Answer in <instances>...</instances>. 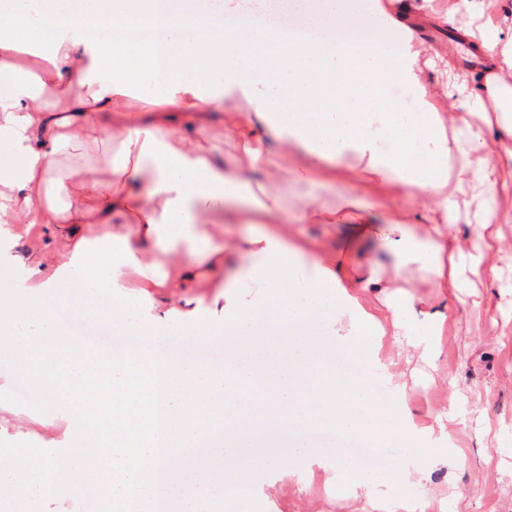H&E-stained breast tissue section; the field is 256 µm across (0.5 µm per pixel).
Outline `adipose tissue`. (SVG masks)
I'll use <instances>...</instances> for the list:
<instances>
[{
  "label": "adipose tissue",
  "instance_id": "obj_1",
  "mask_svg": "<svg viewBox=\"0 0 512 512\" xmlns=\"http://www.w3.org/2000/svg\"><path fill=\"white\" fill-rule=\"evenodd\" d=\"M33 25L16 0H0V352L31 387L69 410L71 446L66 456L33 464L16 454L0 473V499H19L30 488L49 495L96 479L115 502L160 500L186 512L199 493L231 499L251 476L268 469L250 460L227 473L215 470L198 482L178 457L198 448H220L221 437L241 440L256 427L280 434L297 427L332 424L367 437L408 429L403 415L406 386L390 381L381 404L363 388L349 386L339 363L328 358L337 334L328 313L353 317L354 335L373 346L392 331L422 354L434 344L418 340L389 307L391 326L364 307L335 264L320 251L303 249L287 225L254 224L234 244L216 238L204 218L218 206L239 213L277 215L289 185L276 193L251 179L274 177L283 159L300 153L308 170L335 166L353 154L365 159L372 181L392 182L416 204L447 212L446 127L457 124L452 104L484 113V124L467 131L472 161L458 181L481 178L488 194L498 188L495 160L512 142V87L497 84L512 70V8L487 21L475 53L485 69L468 84L429 85L418 65L411 29L384 0H340L327 11L329 28L346 33L337 42L320 32L272 30L246 13L241 0H225L223 15L196 10L191 0H37ZM244 27L254 48L242 50L225 30ZM121 29H148L155 38H116ZM413 94L412 105L388 97L391 85ZM151 101L132 107L136 95ZM236 94L261 129L247 139V171L230 172L202 146L215 113L224 115L226 136L240 137L238 114L225 111ZM498 126L503 135L489 138ZM278 150H270L266 136ZM122 151L117 180L96 176L76 159L87 146ZM73 156L64 164L65 156ZM153 163L142 185L139 160ZM122 220L119 234L106 225ZM14 224H53L74 240L69 260L42 278L37 261L11 255ZM382 247L406 273L426 275L439 288L455 285L454 249L448 226L431 223L425 236L413 225L380 229ZM176 256V280L144 264V250ZM236 268L225 276V295L256 284L279 310L260 318L253 303H239L212 345L224 363L208 369L162 352L113 359L97 349L75 352L59 333L40 291L58 288L75 268L98 274V287L112 291L121 312L119 331L138 325L113 266L145 267L153 287L198 288L222 274L227 257ZM306 267V288L295 292L293 275Z\"/></svg>",
  "mask_w": 512,
  "mask_h": 512
}]
</instances>
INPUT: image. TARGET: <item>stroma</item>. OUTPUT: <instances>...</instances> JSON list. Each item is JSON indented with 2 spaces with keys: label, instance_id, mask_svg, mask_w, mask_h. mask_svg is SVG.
<instances>
[{
  "label": "stroma",
  "instance_id": "35a3bbf8",
  "mask_svg": "<svg viewBox=\"0 0 512 512\" xmlns=\"http://www.w3.org/2000/svg\"><path fill=\"white\" fill-rule=\"evenodd\" d=\"M402 2L411 8L413 0ZM450 6L451 0H427L423 9L411 8L409 13L422 48L419 65L433 84L452 76L468 79L479 68L462 39L469 26L467 17L459 14L453 23L445 21ZM451 40L456 49L453 60L447 62L436 52ZM447 134L448 237L461 243L456 287L444 290L424 276H403L373 237L357 243L350 240L347 216L353 208L345 191L366 175L363 164L354 158L318 172V179L332 182L333 187L321 191L322 207L315 218L300 216L308 191L302 184L289 197L278 221L292 225L298 243L321 250L327 259L347 258L351 281L361 280L368 268H375L390 287L383 293L360 292L363 304L382 312L388 301H397L405 305L409 325L419 331L427 330L434 313H447L432 357L421 356L419 350L398 344L389 335L382 337L377 357L387 373L406 384L408 411L416 428H429L442 412L456 409L458 417L448 427L449 444H417L408 434L390 432L385 447L377 451L379 479L364 486L360 483L364 469L355 465L347 471L337 469L335 448L323 443L326 431H318L313 438L299 434L278 456L276 468L250 481L233 512H387L399 505L406 489L407 458L436 454L449 446L456 450L457 462L427 471L413 502L423 504L425 512H512V158H498L500 188L495 196H488L479 179L458 183L456 173L469 157L463 150V134L453 126ZM372 193L377 202L372 223L412 224L417 232H425V225L416 221V204L408 201L400 186L376 184ZM488 204L501 220L493 225L492 237L482 239L472 225ZM15 232V254L41 260L45 274L66 261V240L55 225L20 224ZM488 266L494 267V276L484 275ZM193 293L208 303L205 318L196 322L183 314ZM218 293L213 280L194 292L126 289L135 310L146 312L156 305L170 313L165 327L138 331L135 340L169 351L176 360L197 361L199 353L208 350L211 337L224 330V311L213 303ZM17 382L12 368L0 363V383L5 386L0 392V462L22 452L38 464L66 449L70 442L67 420L57 408L33 418L18 414L9 396Z\"/></svg>",
  "mask_w": 512,
  "mask_h": 512
}]
</instances>
